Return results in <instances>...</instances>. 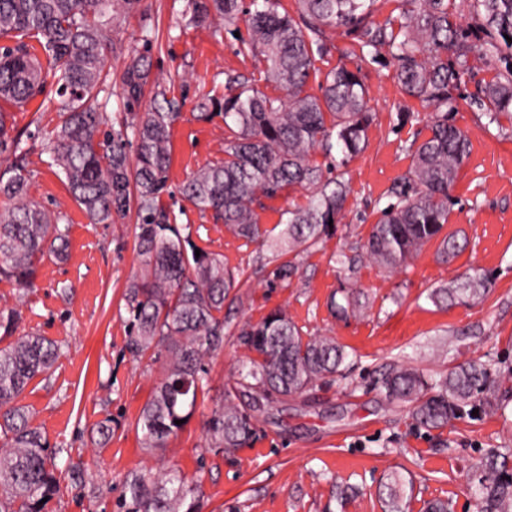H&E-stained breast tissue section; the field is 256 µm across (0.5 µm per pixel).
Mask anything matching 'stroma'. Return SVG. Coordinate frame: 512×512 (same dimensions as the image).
<instances>
[{
	"mask_svg": "<svg viewBox=\"0 0 512 512\" xmlns=\"http://www.w3.org/2000/svg\"><path fill=\"white\" fill-rule=\"evenodd\" d=\"M187 4L143 0L140 12L113 33L109 56L117 72L133 50L146 51L152 75L171 78L179 115L171 127L169 188L160 202L199 247L223 255L227 267L242 273L231 292L232 333L210 360L196 412L166 448H142L134 425L161 378L159 365L133 359L125 348L124 292L139 270L138 213L130 211L115 224L90 223L42 151L57 112L33 104L10 112L9 126L31 135V196L60 209L68 225L65 262H40L33 288L24 291L0 281V306L19 310L21 331L62 346L51 374L34 379L22 397L34 425L58 451L60 490L45 512H114L130 472L171 466L197 484L201 512H382L379 487L394 472L406 481L409 512H423L432 499L448 500L452 512H480L468 474L488 449L512 448V401L428 433L410 427L408 405L386 397L380 379L393 366L436 375L475 357L501 370L512 367V122L490 125L478 100L479 85L511 69L512 60L497 57L487 64L469 55L453 93L456 106L448 112L469 139L447 226L465 239L464 248L444 261L431 244L407 266L390 271L370 262L362 246L392 202V189L407 176L413 133L427 131L433 110L402 95L392 59H360L350 52L352 36L329 32L331 50L316 58L306 90L319 94L338 65L360 69L373 121L365 149L340 169L350 193L335 235L302 255L288 285L271 288L268 251L201 213L181 186L223 159L229 135L223 117L199 118L201 89L223 95L232 72L268 95L280 90L265 81L258 58L240 52L247 28L234 36L207 25L185 26ZM402 112L412 113L411 123L399 122ZM476 270L491 281L482 299L447 307L429 300L432 289ZM350 297L360 301L359 311L335 313L334 305ZM274 309L284 310L304 335L332 336L344 345L347 377L266 407L259 438L228 456L212 447L206 422L233 392L247 362L237 330ZM107 417L112 438L106 447H94L92 430ZM340 484L357 487V494L340 502Z\"/></svg>",
	"mask_w": 512,
	"mask_h": 512,
	"instance_id": "1",
	"label": "stroma"
}]
</instances>
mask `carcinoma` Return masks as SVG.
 <instances>
[{
	"label": "carcinoma",
	"mask_w": 512,
	"mask_h": 512,
	"mask_svg": "<svg viewBox=\"0 0 512 512\" xmlns=\"http://www.w3.org/2000/svg\"><path fill=\"white\" fill-rule=\"evenodd\" d=\"M298 17L280 12V0H190V25L221 30L247 23L242 50L261 58L266 81L284 90L273 97L229 73L221 97L200 94V117L224 115L236 127L224 139V159L190 177L183 193L200 211L213 212L234 236L271 253L267 284L286 285L299 271L297 258L336 232L350 192L340 176L312 159L338 153L341 167L361 152L373 120L361 70L342 64L329 72L321 95L306 91L315 56L330 51L328 30L354 36L360 54L372 60L385 49L394 62L401 92L433 108L429 135L412 141V167L393 192L363 245L365 255L390 270L405 266L439 241L437 255H455L456 234L448 224L451 189L469 154L464 131L448 122V104L464 71L448 59L474 45L459 21L454 0H402L394 18L370 21L378 0H297ZM142 0H0V279L19 288L34 285L37 264L67 256L64 216L33 200L22 136L9 135V109L24 108L43 95L47 77L56 86L59 124L42 147L48 164L65 178L75 202L92 224H116L136 199L142 223L134 225L140 273L126 286L129 313L126 349L132 357L162 363V378L136 418L141 447L159 450L182 430L208 383L207 359L224 346L230 327L224 302L239 285L224 257L200 250L176 217L160 204L168 188L170 127L177 105L164 90L162 100L131 114L119 127L110 123L98 97L112 86L108 66L112 32ZM483 20L489 45L512 51V0H469ZM151 71L143 54L133 53L118 79L126 105L140 104ZM489 122L512 115V71L496 74L480 87ZM308 192L303 205L288 209V220L272 238L259 224L263 200L289 190ZM487 275L474 273L433 290L435 303L479 299ZM20 313L0 307V512H44L58 492L56 455L29 407L20 403L28 385L51 373L58 344L36 333L19 332ZM240 343L255 357L241 375L247 403L226 400L207 421L212 447L227 455L250 446L257 435L256 414L271 403L300 396L344 377L348 353L332 336L306 338L280 309L239 329ZM386 396L409 404L417 430H443L472 411L498 406L501 375L479 359L455 366L435 379L410 367H393L380 380ZM507 454L497 448L472 467L471 483L482 512H512V476ZM406 482L393 474L383 485L387 512H405ZM116 512H200L198 487L176 468L135 471L124 481Z\"/></svg>",
	"instance_id": "cac0c4a2"
}]
</instances>
